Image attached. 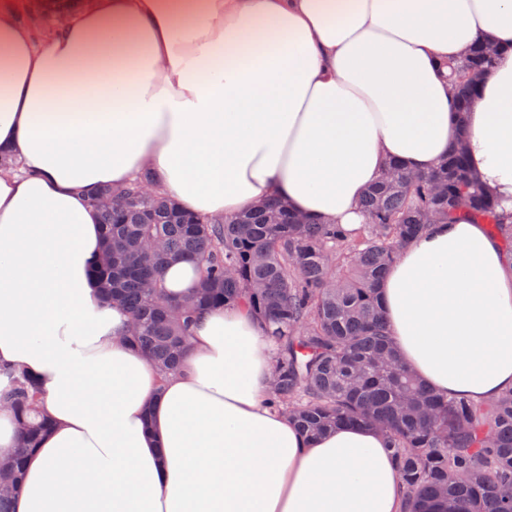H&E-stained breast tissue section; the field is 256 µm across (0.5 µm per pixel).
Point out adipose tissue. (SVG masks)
<instances>
[{"mask_svg":"<svg viewBox=\"0 0 512 512\" xmlns=\"http://www.w3.org/2000/svg\"><path fill=\"white\" fill-rule=\"evenodd\" d=\"M495 61L458 116L446 62ZM512 209V0H93L35 41L0 0V365L31 374L51 429L14 512H404L383 435L310 438L265 403L269 327L203 312L182 371L123 338L128 317L89 270L91 195L150 172L208 220L271 197L363 224L385 163L435 168L456 139ZM199 265L165 266L185 300ZM404 362L440 395L512 390V266L487 225L434 224L381 286Z\"/></svg>","mask_w":512,"mask_h":512,"instance_id":"1","label":"adipose tissue"}]
</instances>
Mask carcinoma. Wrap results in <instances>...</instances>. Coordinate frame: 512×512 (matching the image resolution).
<instances>
[{
	"label": "carcinoma",
	"instance_id": "obj_1",
	"mask_svg": "<svg viewBox=\"0 0 512 512\" xmlns=\"http://www.w3.org/2000/svg\"><path fill=\"white\" fill-rule=\"evenodd\" d=\"M492 61L475 44L451 67L459 113L473 103L469 73ZM148 181L142 174L93 196L104 251L92 274L132 319V345L162 373L180 367L200 311L246 303L271 327L269 403L311 435L341 423L383 433L406 512H512V391L485 404L437 396L403 363L381 309L379 285L400 248L460 211L488 224L512 260V213L472 173L463 141L426 175L389 164L363 199L368 220L355 231L310 224L277 200L208 221L145 191ZM181 259L203 270L202 288L183 302L160 287L163 267ZM39 401L31 375L0 366V406L20 425L0 512H12L24 461L51 426Z\"/></svg>",
	"mask_w": 512,
	"mask_h": 512
}]
</instances>
